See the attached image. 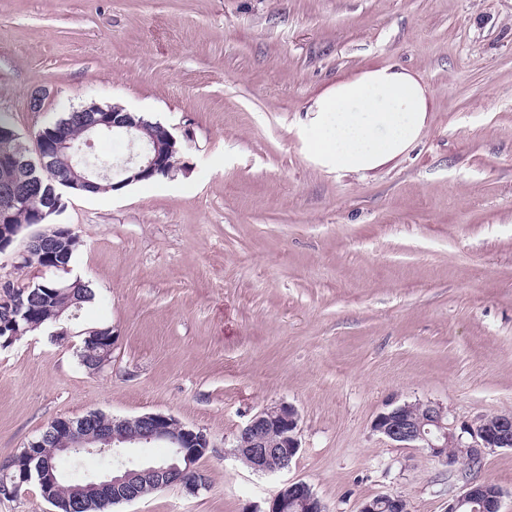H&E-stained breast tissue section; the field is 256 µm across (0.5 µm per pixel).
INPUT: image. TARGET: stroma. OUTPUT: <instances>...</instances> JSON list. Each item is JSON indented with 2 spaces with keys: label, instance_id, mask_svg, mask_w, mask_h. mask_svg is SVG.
<instances>
[{
  "label": "stroma",
  "instance_id": "1",
  "mask_svg": "<svg viewBox=\"0 0 512 512\" xmlns=\"http://www.w3.org/2000/svg\"><path fill=\"white\" fill-rule=\"evenodd\" d=\"M389 64L431 94L416 143L362 176L311 160L310 101ZM91 104L162 124L179 168L63 190L68 271L21 266V237L0 253L20 288L88 282L82 326L118 336L100 372L74 336L0 346V459L58 417L161 412L215 442L209 484L111 512H267L291 481L327 512L388 493L447 512L485 480L512 512V449L451 467L372 428L392 403L455 425L512 411V0H0V114L26 146ZM281 402L300 452L252 472L235 437Z\"/></svg>",
  "mask_w": 512,
  "mask_h": 512
}]
</instances>
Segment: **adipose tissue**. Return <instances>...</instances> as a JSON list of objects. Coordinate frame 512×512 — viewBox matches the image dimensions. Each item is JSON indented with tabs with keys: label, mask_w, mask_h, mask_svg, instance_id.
<instances>
[{
	"label": "adipose tissue",
	"mask_w": 512,
	"mask_h": 512,
	"mask_svg": "<svg viewBox=\"0 0 512 512\" xmlns=\"http://www.w3.org/2000/svg\"><path fill=\"white\" fill-rule=\"evenodd\" d=\"M430 94L395 65L337 81L306 109L304 148L323 166L364 173L404 154L418 139Z\"/></svg>",
	"instance_id": "obj_1"
}]
</instances>
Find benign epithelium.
I'll list each match as a JSON object with an SVG mask.
<instances>
[{
  "label": "benign epithelium",
  "mask_w": 512,
  "mask_h": 512,
  "mask_svg": "<svg viewBox=\"0 0 512 512\" xmlns=\"http://www.w3.org/2000/svg\"><path fill=\"white\" fill-rule=\"evenodd\" d=\"M86 112V144L92 138L109 134H124L140 149L117 165L123 178L112 183V190L122 189L134 182L153 177L172 175L171 156L177 138L163 125L146 130L122 106L105 109L98 105L82 108ZM69 146L67 140L53 132L36 136V158L26 153L0 157V249L11 245L19 235L13 224L14 211L26 206L33 214L32 223L39 224L51 213L60 210V195L49 190L36 197L18 189L23 182L31 187L46 176L67 187L92 192L99 181L107 179L101 167H90L77 160L64 172L55 168V160ZM20 256L37 260L40 267L68 269L51 242L39 233L28 235ZM8 282L0 283V312L17 310V299L7 289ZM299 414L290 404L279 403L261 410L251 417L236 437L235 455L247 467L264 473L280 472L289 468L300 451L298 439ZM374 431L400 448H427L438 460L455 466L459 458L477 464L484 455L497 448L512 449V411L486 416L460 428L448 424L442 406L431 401L404 402L380 412L373 420ZM163 444L170 448L169 456L156 461L136 462L128 457V449L137 444ZM50 446L55 454H112L124 458L116 469L88 478L74 489L68 501L67 512H75L84 495L109 498L120 504L142 498V488L157 491L173 484H181L195 493L206 488L195 474L196 463L214 447L203 430L187 426L174 416L148 412L132 418H107L98 411H90L77 418L60 417L51 423L40 441L20 452L8 464L0 462V496L16 497L25 484L37 482L43 496L54 501L52 491L65 480L62 472L50 462L41 461L37 449ZM36 472L24 466L35 459ZM502 488L495 482L470 483L463 493L448 504V512H500ZM409 512L407 499L398 493L378 495L364 501L359 512ZM327 512L322 500L312 487L303 481L286 483L272 499L266 512Z\"/></svg>",
  "instance_id": "benign-epithelium-1"
}]
</instances>
